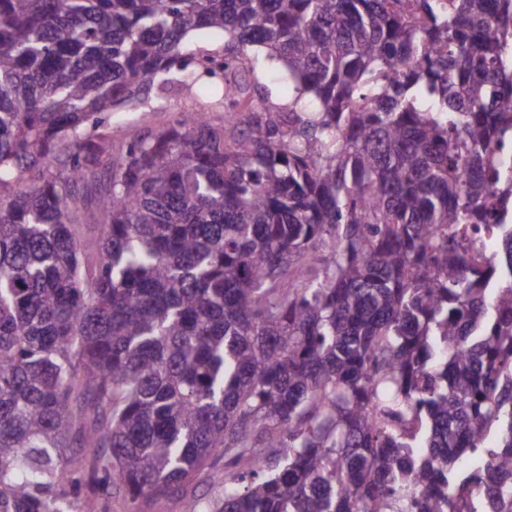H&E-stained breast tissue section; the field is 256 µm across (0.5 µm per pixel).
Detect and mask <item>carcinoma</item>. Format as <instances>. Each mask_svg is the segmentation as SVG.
I'll list each match as a JSON object with an SVG mask.
<instances>
[{
    "mask_svg": "<svg viewBox=\"0 0 512 512\" xmlns=\"http://www.w3.org/2000/svg\"><path fill=\"white\" fill-rule=\"evenodd\" d=\"M172 82L247 130L78 194ZM218 458L216 512H512V0H0V512ZM191 48L195 53L219 57L224 49V37H213L205 31L190 34ZM262 82L267 84L275 101L287 103L293 94V86L280 76L277 69L267 70L262 76ZM194 107L178 86L159 91L156 86L150 90L149 102L144 107L120 105L112 113L100 115L97 124L89 123L86 129L91 139L102 138L112 143V152L126 145L131 131L157 132L169 126L174 116ZM154 111V112H144Z\"/></svg>",
    "mask_w": 512,
    "mask_h": 512,
    "instance_id": "cac0c4a2",
    "label": "carcinoma"
}]
</instances>
